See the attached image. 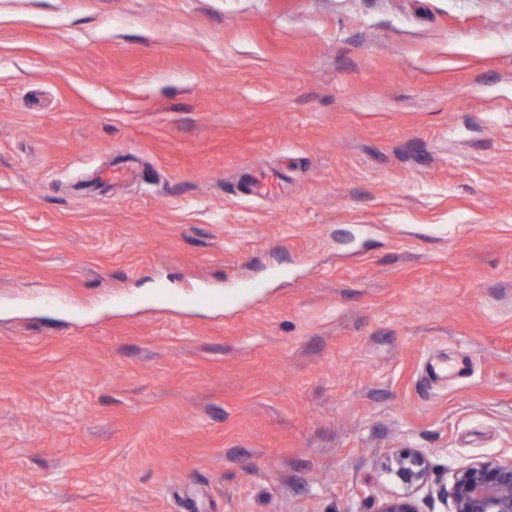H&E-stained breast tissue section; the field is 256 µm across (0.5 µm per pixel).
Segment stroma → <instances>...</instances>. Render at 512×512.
<instances>
[{
	"instance_id": "1",
	"label": "stroma",
	"mask_w": 512,
	"mask_h": 512,
	"mask_svg": "<svg viewBox=\"0 0 512 512\" xmlns=\"http://www.w3.org/2000/svg\"><path fill=\"white\" fill-rule=\"evenodd\" d=\"M408 448L421 512L512 458V0H0V512H373Z\"/></svg>"
}]
</instances>
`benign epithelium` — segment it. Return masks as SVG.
<instances>
[{
	"instance_id": "7a95c632",
	"label": "benign epithelium",
	"mask_w": 512,
	"mask_h": 512,
	"mask_svg": "<svg viewBox=\"0 0 512 512\" xmlns=\"http://www.w3.org/2000/svg\"><path fill=\"white\" fill-rule=\"evenodd\" d=\"M427 455L403 450L386 465L388 477L403 493L383 500L375 512H419L415 494L429 477ZM440 497L451 502V512H512V459L486 457L455 468Z\"/></svg>"
}]
</instances>
